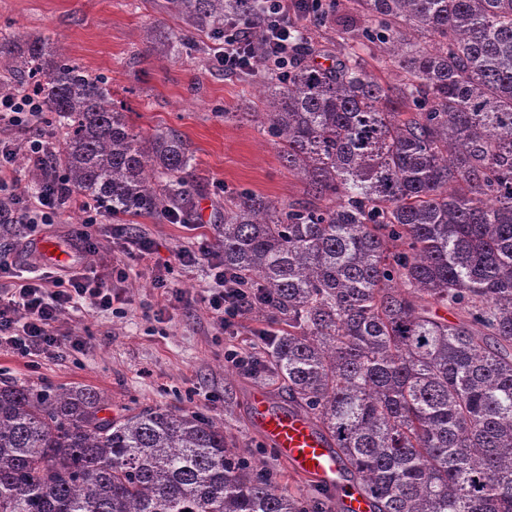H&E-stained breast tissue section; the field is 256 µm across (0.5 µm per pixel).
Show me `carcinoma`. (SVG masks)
I'll return each mask as SVG.
<instances>
[{"mask_svg":"<svg viewBox=\"0 0 512 512\" xmlns=\"http://www.w3.org/2000/svg\"><path fill=\"white\" fill-rule=\"evenodd\" d=\"M174 56L257 0H167ZM340 42L294 33L288 66L254 45V112L303 197H224V274L285 328L260 338V375L329 440L372 512H512V0H329ZM375 49L397 80L367 69ZM325 56L329 64L313 63ZM64 133L49 164L118 221L188 213L193 154L143 133L50 38H0ZM454 310L450 322L440 309ZM90 386L0 380V512H315L224 423L196 411L103 418Z\"/></svg>","mask_w":512,"mask_h":512,"instance_id":"obj_1","label":"carcinoma"}]
</instances>
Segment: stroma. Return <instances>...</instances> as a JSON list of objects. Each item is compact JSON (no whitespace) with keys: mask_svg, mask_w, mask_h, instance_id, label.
Instances as JSON below:
<instances>
[{"mask_svg":"<svg viewBox=\"0 0 512 512\" xmlns=\"http://www.w3.org/2000/svg\"><path fill=\"white\" fill-rule=\"evenodd\" d=\"M173 26L165 0H0V36L57 40L85 70L111 79L112 96L126 103L131 125L149 133L177 130L196 159L189 214L174 221L135 218L134 230L153 241L146 258L127 254V238L108 216L88 224L83 214L69 210L56 224L33 230L20 224L15 231H0V257L20 271L33 270L37 259L32 245L44 236L74 246V270H99L116 259L127 270L126 278L114 283L122 299L120 313L68 311L58 323L61 347L28 358L1 347L0 377L57 388L93 387L103 396L107 417L155 406L201 412L222 421L226 436L274 470L281 485L322 503L325 512H340L336 497L293 472L252 424L254 389L266 390L281 408L288 405L287 390L224 360L228 349L251 352L258 333L276 331V323L248 310L231 329H218L200 301L202 289L212 284L207 265L183 268L175 263L181 248L212 239L213 225L224 221L225 191L289 201L302 197L303 186L282 165L259 125L225 121V113L247 111L260 92L256 84L216 64L214 40L200 37L201 52L173 60L146 56L148 31ZM86 237L94 249L84 250ZM161 271L169 287L186 297L163 311L154 282Z\"/></svg>","mask_w":512,"mask_h":512,"instance_id":"35a3bbf8","label":"stroma"}]
</instances>
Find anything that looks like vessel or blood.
Returning <instances> with one entry per match:
<instances>
[{
  "label": "vessel or blood",
  "mask_w": 512,
  "mask_h": 512,
  "mask_svg": "<svg viewBox=\"0 0 512 512\" xmlns=\"http://www.w3.org/2000/svg\"><path fill=\"white\" fill-rule=\"evenodd\" d=\"M36 247L47 267L73 259L70 245L51 238L39 239ZM251 409L253 423L262 438L294 472L340 496L345 512H370L368 498L358 487L346 484L335 453L304 413L275 407L261 389L253 391Z\"/></svg>",
  "instance_id": "obj_1"
}]
</instances>
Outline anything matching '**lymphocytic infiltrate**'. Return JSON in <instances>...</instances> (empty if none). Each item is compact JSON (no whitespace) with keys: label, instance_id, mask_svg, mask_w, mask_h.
Returning a JSON list of instances; mask_svg holds the SVG:
<instances>
[{"label":"lymphocytic infiltrate","instance_id":"obj_1","mask_svg":"<svg viewBox=\"0 0 512 512\" xmlns=\"http://www.w3.org/2000/svg\"><path fill=\"white\" fill-rule=\"evenodd\" d=\"M265 14L254 22H240L224 33L218 59L226 73L234 74L252 65L254 40H262L269 55L286 59L296 19L319 11L322 0H262ZM42 104L29 88L0 94V126H36ZM18 165L10 144L0 139V214L8 213L14 222L35 227L55 223L62 211L82 208L86 223H96L100 207L81 204L74 196L61 192L57 180H49L34 191L21 190L14 178ZM180 266L192 267L207 262L212 288L201 297L206 310L219 327L227 329L249 307L248 295L224 281V263L207 243L179 251ZM113 279V278H112ZM112 279L66 270L44 271L15 279L10 263L0 258V344L13 346L21 356H38L60 346L57 324L75 305L92 310H111L116 296Z\"/></svg>","mask_w":512,"mask_h":512}]
</instances>
